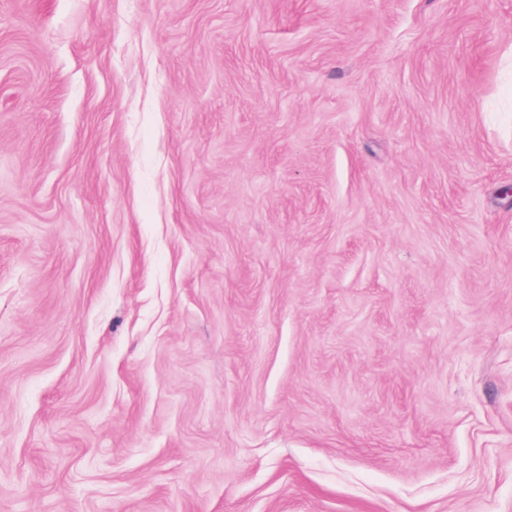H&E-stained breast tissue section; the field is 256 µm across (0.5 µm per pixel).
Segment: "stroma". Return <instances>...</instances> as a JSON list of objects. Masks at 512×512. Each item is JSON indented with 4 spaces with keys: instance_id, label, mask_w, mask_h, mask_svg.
<instances>
[{
    "instance_id": "obj_1",
    "label": "stroma",
    "mask_w": 512,
    "mask_h": 512,
    "mask_svg": "<svg viewBox=\"0 0 512 512\" xmlns=\"http://www.w3.org/2000/svg\"><path fill=\"white\" fill-rule=\"evenodd\" d=\"M512 0H0V512H512Z\"/></svg>"
}]
</instances>
